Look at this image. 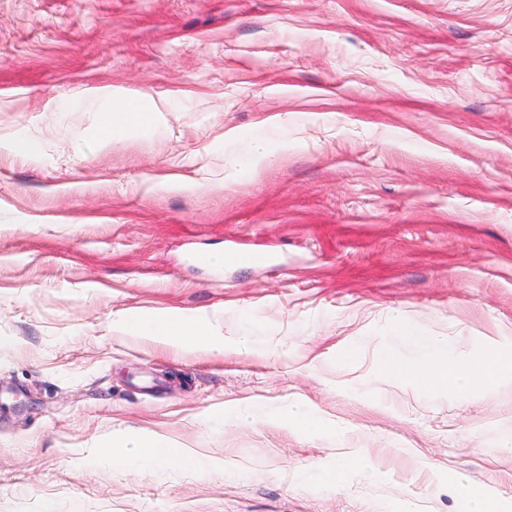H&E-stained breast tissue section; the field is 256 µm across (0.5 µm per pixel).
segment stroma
Here are the masks:
<instances>
[{"label": "stroma", "mask_w": 512, "mask_h": 512, "mask_svg": "<svg viewBox=\"0 0 512 512\" xmlns=\"http://www.w3.org/2000/svg\"><path fill=\"white\" fill-rule=\"evenodd\" d=\"M103 87L161 123L99 144ZM260 131L274 161L228 167ZM157 311L225 351L128 324ZM398 320L512 355V0H0V512L511 505L512 381L385 377ZM255 398L326 426L210 418ZM147 439L205 470L113 468ZM285 420L299 430L313 431L323 427L324 421L314 411L303 409L293 413H285ZM366 468V460L361 456H356L344 460L337 468L322 470L317 473H304L303 477L308 481H315L324 485H333L341 479L346 471L365 470ZM459 500L461 512H504L486 492L470 485H460Z\"/></svg>", "instance_id": "stroma-1"}]
</instances>
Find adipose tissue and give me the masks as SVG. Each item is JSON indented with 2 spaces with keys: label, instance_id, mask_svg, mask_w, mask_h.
Here are the masks:
<instances>
[{
  "label": "adipose tissue",
  "instance_id": "adipose-tissue-1",
  "mask_svg": "<svg viewBox=\"0 0 512 512\" xmlns=\"http://www.w3.org/2000/svg\"><path fill=\"white\" fill-rule=\"evenodd\" d=\"M106 106L101 113V134L109 140L137 126L152 125L163 105L147 96L126 98L118 93L102 90ZM133 329L142 336L160 337L173 343L194 341L213 350H223V341L215 338L209 329L199 323L188 322L167 312L135 319ZM394 343L381 355L380 371L387 377L435 390L467 394L496 386L505 375L512 374V357H472L458 360L447 338L431 336L419 328L401 323L393 332ZM108 456L113 467H134L151 472L169 455L163 444L145 442L136 456L126 455L120 443H112Z\"/></svg>",
  "mask_w": 512,
  "mask_h": 512
}]
</instances>
